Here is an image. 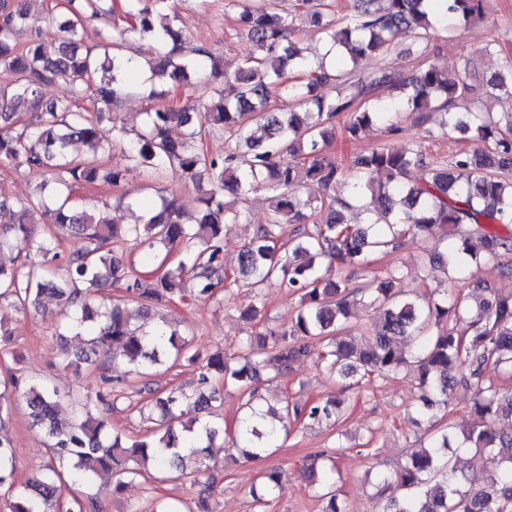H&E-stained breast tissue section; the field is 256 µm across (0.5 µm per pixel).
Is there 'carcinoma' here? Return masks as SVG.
I'll return each mask as SVG.
<instances>
[{
    "label": "carcinoma",
    "mask_w": 512,
    "mask_h": 512,
    "mask_svg": "<svg viewBox=\"0 0 512 512\" xmlns=\"http://www.w3.org/2000/svg\"><path fill=\"white\" fill-rule=\"evenodd\" d=\"M74 0H50L43 22L55 24L63 36L43 38L37 20L24 0H0V67L11 70L14 82L0 88V167L16 172H50V179L25 196L0 195V299L21 310L52 295L68 310L66 328L85 344L70 364L96 365L104 353L144 376L158 366H174L190 354V328L169 324L151 328L136 313L149 312L163 301L184 299V280H196L197 291L211 294L221 288L229 296L239 288L255 290L276 275L297 298L287 323L262 319L261 309L249 305L243 319L258 329L239 340L238 352L228 358L217 351L199 374L196 403L205 412L185 424L183 389L149 390L150 406L160 413L159 428L127 441L105 432L99 413L102 395L86 397L73 421L58 417L57 389L29 382L25 396L33 425L49 439L48 450L58 467L27 479L15 492L16 461L12 440L0 433V489H8L7 512H60L61 487L69 482L89 483L102 473L115 478L114 491L127 481L165 471L169 478H191L203 486L199 512H207L209 476L203 469L213 439L224 430V419L213 411L211 376L218 374L224 389L247 397L248 412L236 421L232 445L249 459L278 447V440L294 424L321 425L338 416L343 401L283 400L280 409L265 411L254 404V385L261 372L280 375L302 357L316 353L329 373L350 380L349 388L362 393L373 378L393 379L416 372L420 394L414 406L415 424L425 421L427 443L412 450L404 465L378 477L393 490L388 512H512V388L483 378L492 364L512 372V294L502 295L489 280L469 274L465 295L448 301V291L437 287L424 301L393 291L398 269L377 277L367 288L348 290L346 269L365 268L371 257L394 240L412 233L437 249L434 259L457 275L471 268L493 265L502 275L512 272L503 258L512 255V235L498 230L512 224V112L495 120L482 112H457L460 99L512 98V59L484 83L469 72L452 78L450 70L428 62L409 73L382 68L354 83L336 81L312 62L291 39L295 13L271 14L263 6L245 5L237 27L261 49L244 59L234 74L236 93L224 96L216 89L204 106L205 123L236 140V147L220 155L205 152L202 130L179 106L151 108L140 131L127 136L112 125V139L101 136L103 110L126 88L123 77L128 58L125 36L136 34L150 45L149 81L166 79L176 90L191 87L206 72L219 73L215 57L204 46L195 57L181 55L175 18L166 12L168 0H152V7L128 9L112 30L99 33L100 52L79 51L83 33L80 15L65 17L61 9ZM485 0H352L351 12L336 18L335 0H297L310 23L320 28L326 45L341 51L357 67L368 55L396 53L399 32L428 31L442 17L466 25L485 14ZM63 81L70 94L43 101L44 86ZM399 89L404 109L424 121L439 116L430 135L450 139L472 133L482 143L473 152L461 150L449 161L428 153L418 144L401 149L380 143L357 155L347 167L335 161L327 147L333 138V119L348 117L346 130L359 139L376 128L398 132L396 113L384 106L379 91ZM274 96L291 99L304 112L270 108ZM182 129L173 136V128ZM84 147L76 159L71 146ZM118 147L133 168L150 179L170 172L194 179L206 178L210 189L200 198L196 215L181 211L174 198L160 197L148 215L131 224H111L100 209L72 206L76 187H117L128 167L102 169L95 158ZM293 155L283 165L280 156ZM417 179L405 183L411 172ZM348 187L350 198L336 195V185ZM264 192L272 201L261 225L239 253L232 274L224 271V225L242 224L252 196ZM369 196L374 218L364 224L345 222L352 201ZM48 215L57 228L79 235L84 247L67 256L57 251L53 238L36 234L39 216ZM293 224L292 233L287 226ZM468 226L454 236L452 229ZM160 259L159 274L125 275L116 253L127 243ZM182 248L183 257L168 265V253ZM111 282L121 285L124 299L110 306H92L94 289ZM373 310L371 335L351 336L356 307ZM13 333L0 319V360L18 362L11 349ZM458 384L475 387L469 426L456 433L443 422L450 391ZM475 451L488 462V479L478 488L465 487L449 466L448 455ZM334 447L315 454L331 468L320 473L309 468L310 479L324 484L320 512H347L329 482L335 480ZM268 495L282 487L283 475L271 469L262 476Z\"/></svg>",
    "instance_id": "cac0c4a2"
}]
</instances>
